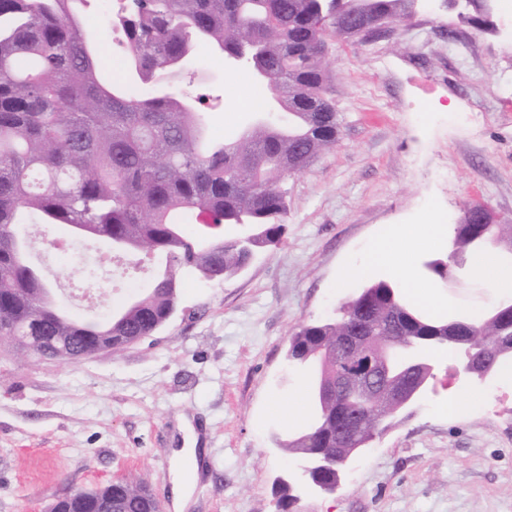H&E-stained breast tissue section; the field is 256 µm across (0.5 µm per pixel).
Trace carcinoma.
Returning a JSON list of instances; mask_svg holds the SVG:
<instances>
[{"mask_svg":"<svg viewBox=\"0 0 512 512\" xmlns=\"http://www.w3.org/2000/svg\"><path fill=\"white\" fill-rule=\"evenodd\" d=\"M92 0H0V345L29 343L41 358L70 363L101 346L116 353L152 336L174 313L186 271L226 280L250 252L280 244L286 234L285 176L302 172L336 146L339 115L327 96L325 41L351 44L374 37L345 29L352 16L393 25L421 0H127L113 21L123 34L127 69L139 81L106 86L107 58L86 32ZM467 23L490 31L492 0H444ZM255 57L282 96L283 113L230 141L212 139L204 116L170 91L181 73L172 57L199 50ZM487 208L467 206L454 227V250H481L490 240L512 247V224L486 221ZM26 224H58L78 236L118 242L125 253L159 260L151 288L105 322L68 317L47 296L50 285L25 258ZM229 224L247 231L226 238ZM333 322H311L289 340L288 360L299 365L336 338L358 331L376 350L412 339L435 350L459 352L470 336L475 356L512 337V322L478 319L462 332L417 306L395 280L371 282L341 304ZM331 355L310 384L317 391L336 376ZM312 423L294 453L342 456L364 448L375 423L389 428L400 412L389 399L360 389L351 396H315ZM364 428L342 436L340 423ZM112 512H149L147 485L124 481L112 489Z\"/></svg>","mask_w":512,"mask_h":512,"instance_id":"obj_1","label":"carcinoma"}]
</instances>
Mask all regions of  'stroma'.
Instances as JSON below:
<instances>
[{
  "label": "stroma",
  "instance_id": "stroma-1",
  "mask_svg": "<svg viewBox=\"0 0 512 512\" xmlns=\"http://www.w3.org/2000/svg\"><path fill=\"white\" fill-rule=\"evenodd\" d=\"M493 21L480 33L427 0L383 38L354 48L329 38L340 135L286 179L281 244L225 281L185 273L167 325L122 352L62 364L0 351V512H48L116 474L145 480L174 512L172 461L184 448L201 460L186 512H275L284 481L294 512H512V379L463 389L450 358L437 394L353 459L338 490L296 480L300 459L279 446L301 427L292 413L308 395V377L287 368L289 337L391 278L372 260L376 239L400 224H457L472 200L512 221V0H497ZM181 88L203 100L210 135L230 140L260 86L226 75L212 53ZM75 253L103 300L74 315L96 318L146 291L133 278L117 289L101 242ZM400 253L452 314L508 299L468 255L453 280L425 275L424 261L447 258V236L404 239ZM452 397L461 414L446 413Z\"/></svg>",
  "mask_w": 512,
  "mask_h": 512
}]
</instances>
